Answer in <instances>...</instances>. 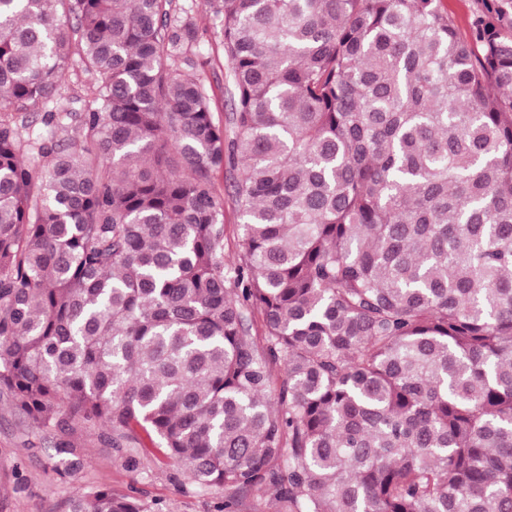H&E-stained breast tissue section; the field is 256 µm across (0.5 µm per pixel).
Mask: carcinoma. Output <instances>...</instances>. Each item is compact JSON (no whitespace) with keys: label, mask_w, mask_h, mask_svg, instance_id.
Listing matches in <instances>:
<instances>
[{"label":"carcinoma","mask_w":512,"mask_h":512,"mask_svg":"<svg viewBox=\"0 0 512 512\" xmlns=\"http://www.w3.org/2000/svg\"><path fill=\"white\" fill-rule=\"evenodd\" d=\"M205 5L224 126L193 5L0 0V396L58 476L89 439L224 512H512V0L466 39L443 0ZM192 12L193 22L198 31V41L188 47L186 55L194 58L196 66L188 71L198 77L204 84L210 98L213 118L217 124L224 125L226 98L224 96V59L222 35L219 22L209 7L199 4ZM93 82L92 77L84 72L75 62L66 72L61 81L60 93L62 95V99L59 104L64 107H80L81 104H83V101L90 97ZM72 96L82 98V103L69 104V99L71 100ZM226 176L224 168L217 169L213 173V182L220 192L221 198L224 199V224H226L225 253L226 258L231 260L237 251L240 240V238H238V224H240V219L231 201V197L228 196ZM237 512H284L274 492L264 498L247 496L241 500Z\"/></svg>","instance_id":"carcinoma-1"}]
</instances>
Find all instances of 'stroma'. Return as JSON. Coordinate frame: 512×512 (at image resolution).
<instances>
[{"label": "stroma", "instance_id": "obj_1", "mask_svg": "<svg viewBox=\"0 0 512 512\" xmlns=\"http://www.w3.org/2000/svg\"><path fill=\"white\" fill-rule=\"evenodd\" d=\"M193 21L198 40L187 49L193 73L204 84L213 118L224 124V59L220 25L209 7L197 5ZM52 439L30 434L6 400L0 399V512H66L65 504L78 489L108 487L113 496L134 495L157 505L161 512H224V491L200 492L181 484L171 460L150 463L149 474L136 477L121 465L114 450L87 443L82 467L62 478L48 469Z\"/></svg>", "mask_w": 512, "mask_h": 512}]
</instances>
